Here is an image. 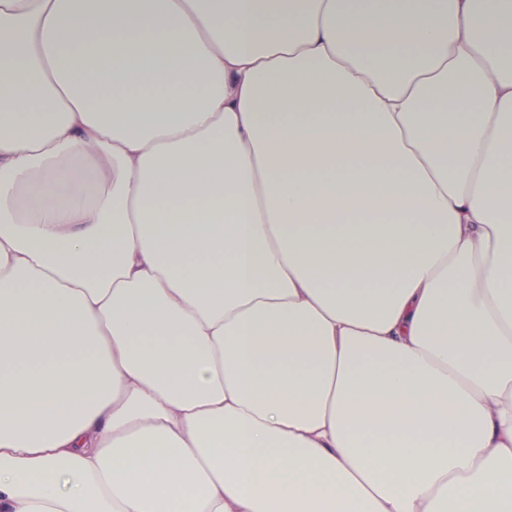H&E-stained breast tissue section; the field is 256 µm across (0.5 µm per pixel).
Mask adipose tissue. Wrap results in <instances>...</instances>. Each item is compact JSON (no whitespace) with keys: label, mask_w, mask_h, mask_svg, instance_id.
Returning <instances> with one entry per match:
<instances>
[{"label":"adipose tissue","mask_w":512,"mask_h":512,"mask_svg":"<svg viewBox=\"0 0 512 512\" xmlns=\"http://www.w3.org/2000/svg\"><path fill=\"white\" fill-rule=\"evenodd\" d=\"M0 512H512V0H0Z\"/></svg>","instance_id":"adipose-tissue-1"}]
</instances>
